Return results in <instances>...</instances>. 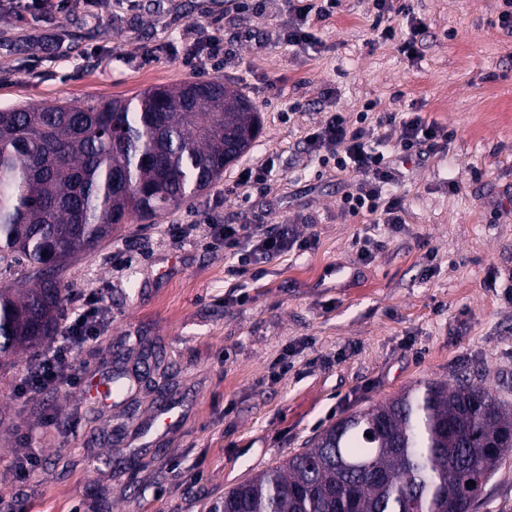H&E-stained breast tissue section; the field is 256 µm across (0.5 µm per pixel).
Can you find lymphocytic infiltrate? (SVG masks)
Returning a JSON list of instances; mask_svg holds the SVG:
<instances>
[{
  "mask_svg": "<svg viewBox=\"0 0 512 512\" xmlns=\"http://www.w3.org/2000/svg\"><path fill=\"white\" fill-rule=\"evenodd\" d=\"M376 19L400 16L402 26H386L382 41H393L398 51L410 62L422 58V41L427 29L425 18L417 16L407 0H368ZM245 11H266L285 15L286 20L275 34L277 42L305 48L316 43L311 19L326 20L337 14L343 0H240ZM368 113H360V124L351 127L342 112L328 113L322 123L306 136V152L318 157L322 164H334L337 171L351 174L350 191L341 198L340 209L353 217L370 219L374 224L398 227L404 221L402 197L393 194L403 173L396 157H419L424 153L439 154L448 148V132L437 122L426 120L418 109L403 117H388L389 132L377 133L368 122ZM210 244L234 251L239 266L264 262L293 249L305 250L307 239L290 232L288 227L269 230L260 224H215L211 227ZM73 310L58 328L51 343L44 348L36 369L27 371L18 385L21 395L43 393L62 386L77 387L80 377L74 371V359L87 344L101 334L102 308L92 294L71 297Z\"/></svg>",
  "mask_w": 512,
  "mask_h": 512,
  "instance_id": "f902f5d3",
  "label": "lymphocytic infiltrate"
}]
</instances>
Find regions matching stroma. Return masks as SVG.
<instances>
[{
    "instance_id": "35a3bbf8",
    "label": "stroma",
    "mask_w": 512,
    "mask_h": 512,
    "mask_svg": "<svg viewBox=\"0 0 512 512\" xmlns=\"http://www.w3.org/2000/svg\"><path fill=\"white\" fill-rule=\"evenodd\" d=\"M412 5L429 25L415 65L379 39L365 0L315 23L316 45L272 41L260 52L245 31H272L280 15L216 0H122L103 17L0 8V108L219 79L262 121L211 188L69 263L70 292H95L104 309L78 376L106 382L146 345L164 371L104 400L66 386L22 397L24 363L0 370V498L24 499L27 512H208L339 418L406 389L467 378L512 401V36L498 25L501 0ZM200 25L227 58L196 71L166 47ZM147 50L157 53L149 64ZM369 100L375 117L415 107L450 135L447 153L399 160L405 222L394 230L343 215L348 177L303 152L328 111L353 116ZM268 156L266 184L242 200V168ZM205 220L288 224L312 246L232 276L233 257L202 232H170ZM369 238L380 246L363 262ZM22 440L38 457L24 481L11 467ZM478 512H512V453Z\"/></svg>"
}]
</instances>
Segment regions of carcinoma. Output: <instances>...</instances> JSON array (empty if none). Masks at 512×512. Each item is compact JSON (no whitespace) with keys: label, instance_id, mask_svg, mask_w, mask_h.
Here are the masks:
<instances>
[{"label":"carcinoma","instance_id":"carcinoma-1","mask_svg":"<svg viewBox=\"0 0 512 512\" xmlns=\"http://www.w3.org/2000/svg\"><path fill=\"white\" fill-rule=\"evenodd\" d=\"M260 119L221 80L86 105L0 110V366L38 361L67 301L61 273L118 226L166 216L220 181ZM372 437H366V434ZM512 402L489 385L430 382L336 421L209 512H476L512 452Z\"/></svg>","mask_w":512,"mask_h":512}]
</instances>
